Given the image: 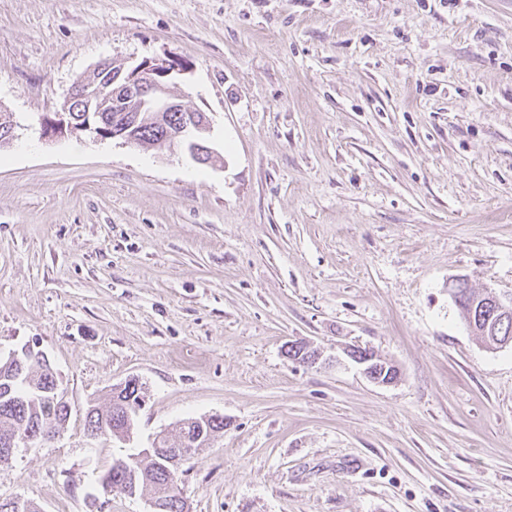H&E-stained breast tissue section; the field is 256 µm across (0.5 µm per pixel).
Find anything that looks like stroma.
<instances>
[{
  "mask_svg": "<svg viewBox=\"0 0 512 512\" xmlns=\"http://www.w3.org/2000/svg\"><path fill=\"white\" fill-rule=\"evenodd\" d=\"M145 59L186 65L220 164L47 131L75 79ZM0 107V352H44L71 410L0 499L150 512L103 473L220 415L189 512H512V345L448 291L512 296V0H0ZM133 376L130 439H89ZM358 347L356 346H352V347H349L347 349H345V353L348 357L354 359L356 362L360 363V364H364L365 365V368H364V374L374 383L376 384H379V385H388V384H392L394 383L397 378H398V372H397V377L395 378H391V373H389L386 377H385V374H386V371H387V364L385 362H382L380 359H379V356H377V359H376V363H379V364H386V365H383V369L382 371H380V366L378 365L377 367V372L375 371L373 365L370 364V357H364V359H360V357L358 356ZM357 352V353H354V352Z\"/></svg>",
  "mask_w": 512,
  "mask_h": 512,
  "instance_id": "stroma-1",
  "label": "stroma"
}]
</instances>
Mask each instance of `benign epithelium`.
Masks as SVG:
<instances>
[{"mask_svg": "<svg viewBox=\"0 0 512 512\" xmlns=\"http://www.w3.org/2000/svg\"><path fill=\"white\" fill-rule=\"evenodd\" d=\"M186 66L174 59H145L133 67L122 63L104 61L96 66L94 74L78 78L66 96L61 111L110 112L112 113V138L135 144L140 141L139 129L146 124L162 126L165 136L162 145L187 150L193 161L213 165L218 154L209 146L207 133L210 126L207 117L199 110H190L180 101L173 86L176 75ZM183 113L180 122L167 125L168 113ZM493 313L503 322L512 318V298L504 299L496 292H485ZM358 347L345 349L348 357L365 365L364 374L374 383L388 385L395 379L386 371H377L370 358H360ZM25 357L40 360L47 368L52 365L41 351L24 348L0 356V372L11 373L22 364Z\"/></svg>", "mask_w": 512, "mask_h": 512, "instance_id": "7a95c632", "label": "benign epithelium"}]
</instances>
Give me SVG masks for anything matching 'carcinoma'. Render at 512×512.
Here are the masks:
<instances>
[{"instance_id":"carcinoma-1","label":"carcinoma","mask_w":512,"mask_h":512,"mask_svg":"<svg viewBox=\"0 0 512 512\" xmlns=\"http://www.w3.org/2000/svg\"><path fill=\"white\" fill-rule=\"evenodd\" d=\"M69 120L78 131L88 122L97 127H112L110 112H72ZM460 311L466 324L473 323L479 328L485 326L491 314L480 295L468 285ZM56 387V377L45 373L40 362L33 359L24 361L22 368L13 375L0 376V448L12 439L20 445L22 440L41 434L49 425L57 431L63 427L69 406L57 398ZM140 395L141 383L134 377L125 380L122 388L111 390L107 405L99 411L86 412L87 433L106 438L133 426ZM222 431L224 417L217 415L201 424L189 418L180 427L183 442L197 449L213 441ZM126 461L133 465L141 488L164 493V512H182L180 480L169 478L166 469L139 453L127 457Z\"/></svg>"}]
</instances>
